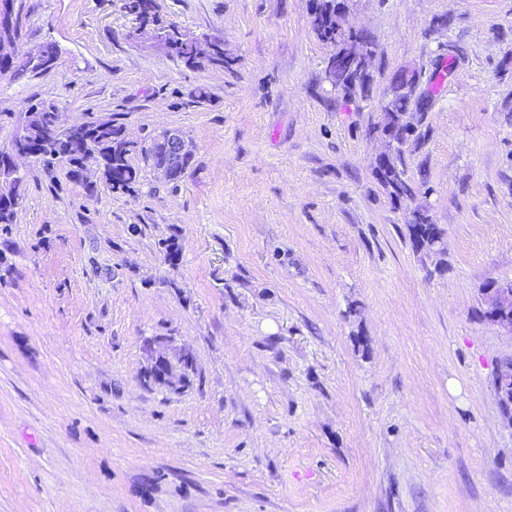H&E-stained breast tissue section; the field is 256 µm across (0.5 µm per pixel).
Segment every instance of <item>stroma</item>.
Returning <instances> with one entry per match:
<instances>
[{
	"label": "stroma",
	"mask_w": 512,
	"mask_h": 512,
	"mask_svg": "<svg viewBox=\"0 0 512 512\" xmlns=\"http://www.w3.org/2000/svg\"><path fill=\"white\" fill-rule=\"evenodd\" d=\"M0 150L28 101L62 125L177 130L178 183L135 192L21 161L0 224V512H512V428L494 383L512 336L479 290L512 279V0H350L368 93L326 82L310 0H155L157 26L219 33L231 70L190 69L124 0H17ZM454 68L401 147L415 200L373 166L397 68ZM210 97L194 102L196 88ZM422 204L447 269L413 252ZM190 355L180 388L149 346ZM164 339L156 341L158 349L153 348L152 361L149 367L150 375L158 382L163 383L167 386L174 387L176 380L174 376V365L172 361L166 356L163 350Z\"/></svg>",
	"instance_id": "1"
}]
</instances>
